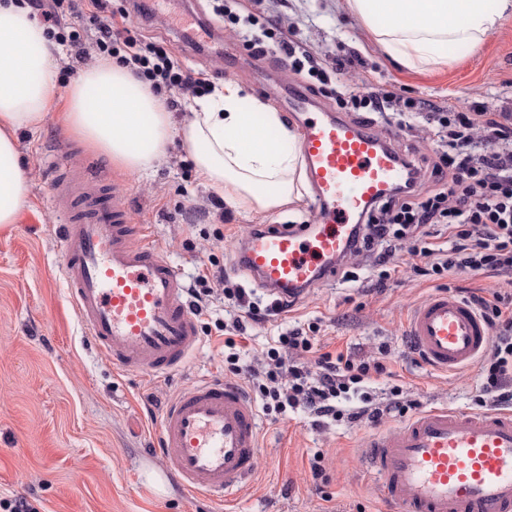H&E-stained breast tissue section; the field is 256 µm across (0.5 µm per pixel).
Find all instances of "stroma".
Segmentation results:
<instances>
[{
	"mask_svg": "<svg viewBox=\"0 0 512 512\" xmlns=\"http://www.w3.org/2000/svg\"><path fill=\"white\" fill-rule=\"evenodd\" d=\"M253 12L293 26L297 39L326 63L355 53L364 67L358 78L404 97L469 112L485 107L512 113V16L474 50L452 47L447 65L413 70L386 55L346 0H243ZM197 10L213 14L211 0H166L150 19L153 32L188 67L214 75L216 85L236 81L251 98L272 104L289 129L285 88L303 87L305 77L277 68L272 60L246 55L234 36L220 31L224 54L185 47L172 19ZM68 88L57 81L53 106L43 121L17 134L29 183L27 203L14 224L0 227V495L39 500L40 512H224L223 503L185 496L167 476L156 453V418L178 392L210 377L246 383L262 352L278 336L314 324L329 350L358 359L379 357L387 344L385 373L370 391L386 402L401 386L418 410L448 404L476 412L481 380L477 366L441 373L424 365L406 340L412 308L436 289L435 281L398 267L377 286L368 258H360L358 281L336 279L312 288L291 310L249 327L239 374L224 364V335L215 321L227 319L223 296L199 316L200 346L180 371L164 378L119 374L92 343L74 311L61 273L63 213L51 202L56 174L117 182L133 223L150 227L155 244L185 284L224 270L227 287L255 289L237 265L242 237L260 224H301L313 216L312 192L301 203L258 215L214 207L215 191L199 179L181 138L166 159L146 175H129L65 124ZM360 420L316 425L296 410L261 415L262 448L257 470L243 486L237 512H395L379 497L375 480L362 470L358 450L369 434L401 425ZM324 454V475L312 479L309 460Z\"/></svg>",
	"mask_w": 512,
	"mask_h": 512,
	"instance_id": "1",
	"label": "stroma"
}]
</instances>
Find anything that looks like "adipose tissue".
Listing matches in <instances>:
<instances>
[{
	"label": "adipose tissue",
	"mask_w": 512,
	"mask_h": 512,
	"mask_svg": "<svg viewBox=\"0 0 512 512\" xmlns=\"http://www.w3.org/2000/svg\"><path fill=\"white\" fill-rule=\"evenodd\" d=\"M388 55L411 69L446 65L448 46L478 47L512 0H346ZM53 46L28 9L0 0V224L14 223L29 187L16 134L37 126L53 99ZM69 127L124 172L161 164L180 137L200 179L233 209L268 214L301 202L304 170L278 112L225 81L176 121L128 68L105 61L68 88Z\"/></svg>",
	"instance_id": "obj_1"
}]
</instances>
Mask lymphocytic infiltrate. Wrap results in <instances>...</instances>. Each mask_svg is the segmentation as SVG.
Listing matches in <instances>:
<instances>
[{"label": "lymphocytic infiltrate", "mask_w": 512, "mask_h": 512, "mask_svg": "<svg viewBox=\"0 0 512 512\" xmlns=\"http://www.w3.org/2000/svg\"><path fill=\"white\" fill-rule=\"evenodd\" d=\"M19 4L39 14L48 41L66 47L70 61L62 66V74H72L78 63L110 60L130 69L172 109L180 99L202 97L215 89L209 74L185 66L164 42L141 34L127 9L113 8L112 0H19ZM239 6V0H223L215 13L239 36L249 57L284 59L289 71L307 73L346 108L381 114L401 106L425 113L427 124L436 129L440 144L430 171L433 188L423 191L412 181L371 206L349 245V257L370 258L382 282L396 271L402 252L424 260L418 270L422 276H512V120L507 115L402 101L394 93H379L369 86L333 87L331 72L344 70L345 60L328 67L301 46L291 27L260 19L251 11L239 13ZM225 294L234 299L239 314L232 323L220 322L216 328L226 334L225 360L235 374L240 359L236 336L246 333L248 323L264 321L281 305L261 307L242 288L226 289ZM470 302L494 332L488 351L477 361L483 379L477 404L488 411L511 409L512 293L489 298L474 293ZM384 370L382 362L325 350L317 337L296 328L280 334L276 345L264 352L250 375L249 388L267 413L302 407L319 418L352 422L365 418L376 423L387 415L405 416L414 402L405 400L397 386L383 405H373L369 396L362 395L361 407L347 413L338 402L349 393H360L364 383Z\"/></svg>", "instance_id": "1"}]
</instances>
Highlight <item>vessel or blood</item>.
Masks as SVG:
<instances>
[{"label": "vessel or blood", "instance_id": "1", "mask_svg": "<svg viewBox=\"0 0 512 512\" xmlns=\"http://www.w3.org/2000/svg\"><path fill=\"white\" fill-rule=\"evenodd\" d=\"M312 105L302 91L288 98L289 111L303 117L313 222L265 225L240 248L242 271L281 297L334 281L368 206L403 186L411 171L389 137L339 115L313 116ZM57 194L70 212L60 228L61 270L94 345L122 372L161 378L181 368L200 336L178 272L143 225L131 223L118 192H102L97 180L74 190L63 178ZM406 333L414 353L446 373L489 348L487 324L447 291L412 310ZM158 437L181 491L217 498L233 512L260 448L257 410L243 387L210 378L177 394L160 413ZM362 466L398 512H512V412L431 408L374 435Z\"/></svg>", "mask_w": 512, "mask_h": 512}]
</instances>
